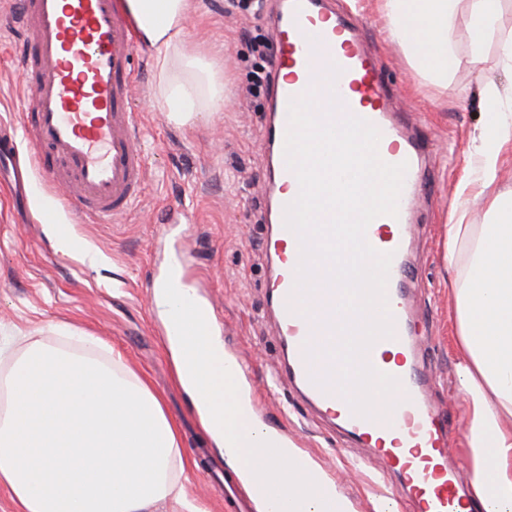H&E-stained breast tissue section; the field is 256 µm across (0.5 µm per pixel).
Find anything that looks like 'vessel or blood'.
Here are the masks:
<instances>
[{
    "instance_id": "vessel-or-blood-1",
    "label": "vessel or blood",
    "mask_w": 512,
    "mask_h": 512,
    "mask_svg": "<svg viewBox=\"0 0 512 512\" xmlns=\"http://www.w3.org/2000/svg\"><path fill=\"white\" fill-rule=\"evenodd\" d=\"M271 9L279 18L277 66L285 78L274 91L267 139L276 179L289 192L277 195L272 214L269 287L276 330L288 348L285 379L344 431L373 448L385 469L399 475L415 512H462V485L448 465L446 424L427 399L429 370L411 331L412 311L402 288L412 274L406 261L409 211L418 193L424 147L393 120L380 61L366 49L354 18L337 15L329 0H272ZM16 20L26 33L21 131L31 161L46 170L59 200L76 205L85 218L127 214L144 189L148 169L147 155L137 145L141 117L130 104L135 32L127 14L118 0H22ZM333 64L341 72L329 85L324 76ZM311 88L319 109H326L334 94L340 114L375 126L386 163L408 165L397 216H378L366 230L374 249L393 256L385 290L392 334L374 342L366 360L399 382L394 406L375 407L370 418L354 414L335 385L318 384L330 362L307 359L304 350L312 322L302 315L295 292L299 240L285 225V208L298 197L300 186L286 164L285 138L291 99ZM160 237L167 246V268L181 266L184 247L178 227L162 226ZM265 439L281 451H292L297 464H312V457L283 430L266 432Z\"/></svg>"
}]
</instances>
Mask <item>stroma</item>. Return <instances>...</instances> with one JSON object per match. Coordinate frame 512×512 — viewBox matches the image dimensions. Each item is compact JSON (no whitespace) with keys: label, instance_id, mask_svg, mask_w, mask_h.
<instances>
[{"label":"stroma","instance_id":"1","mask_svg":"<svg viewBox=\"0 0 512 512\" xmlns=\"http://www.w3.org/2000/svg\"><path fill=\"white\" fill-rule=\"evenodd\" d=\"M257 0H194L188 49H203L224 69V103L188 125L169 121L153 104L154 52L137 45L132 105L142 115L140 145L148 156L145 187L132 211L116 220L89 222L74 210L63 223L81 236V252L61 250L56 229L38 223L39 208L55 205L48 175L32 172L24 190L0 168V372L34 342L60 346L84 333L98 337L102 354L120 352L159 396L179 431L182 451L195 459L186 486L205 512H225L221 489L231 469L204 431L166 353L159 307L149 284L162 271L166 250L158 231L180 207L186 266L202 298L215 303V332L226 354L248 369L254 416L265 428L287 427L301 448L336 479L357 512H377L397 481L379 478L381 461L370 449L347 444L335 426L274 379L283 346L274 332L268 283L272 184L264 137L276 75V15ZM471 0H459L454 20V63L448 84H434L415 69L410 53L389 38L378 0H333L336 12L358 17L368 46L383 63L385 89L397 117L422 134L432 154L422 172L414 222L409 288L417 307L413 326L430 342L431 399L448 419L450 459L468 477V406L458 371L456 278L446 260L448 224L457 188L471 157V139L483 116L486 81L512 83L499 38L512 32V0H504L498 28L484 44V72L470 64ZM19 0H0V129L19 126L22 88Z\"/></svg>","mask_w":512,"mask_h":512}]
</instances>
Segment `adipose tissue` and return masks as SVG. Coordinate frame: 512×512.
<instances>
[{
	"mask_svg": "<svg viewBox=\"0 0 512 512\" xmlns=\"http://www.w3.org/2000/svg\"><path fill=\"white\" fill-rule=\"evenodd\" d=\"M458 0H381L392 39L410 50L430 78L447 83ZM472 64L496 30L502 0H471ZM138 37L155 47L154 104L177 124L210 111L224 95L214 63L188 54L192 0H122ZM486 101L475 158L458 188L448 226V256L465 252L456 290L464 393L470 406V482L491 512H512V200L494 197L491 220L466 224L473 192L494 183L512 146V92L495 83ZM32 344L0 375V487L20 512H153L173 500L182 512H204L187 499L193 468L159 398L121 354Z\"/></svg>",
	"mask_w": 512,
	"mask_h": 512,
	"instance_id": "1",
	"label": "adipose tissue"
}]
</instances>
